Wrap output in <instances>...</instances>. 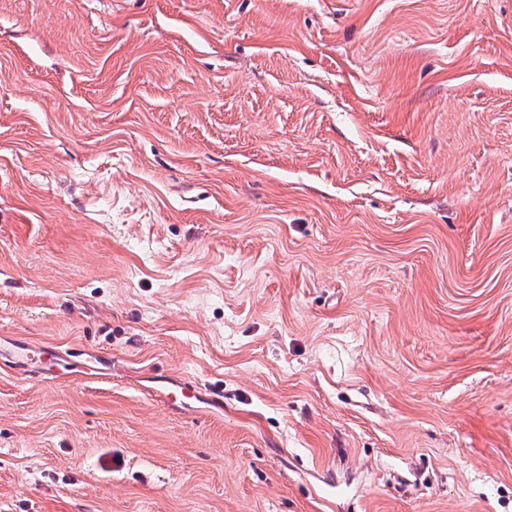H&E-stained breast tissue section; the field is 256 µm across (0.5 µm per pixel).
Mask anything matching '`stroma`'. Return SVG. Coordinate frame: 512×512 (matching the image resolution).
<instances>
[{
    "instance_id": "stroma-1",
    "label": "stroma",
    "mask_w": 512,
    "mask_h": 512,
    "mask_svg": "<svg viewBox=\"0 0 512 512\" xmlns=\"http://www.w3.org/2000/svg\"><path fill=\"white\" fill-rule=\"evenodd\" d=\"M0 512H512V0H0Z\"/></svg>"
}]
</instances>
